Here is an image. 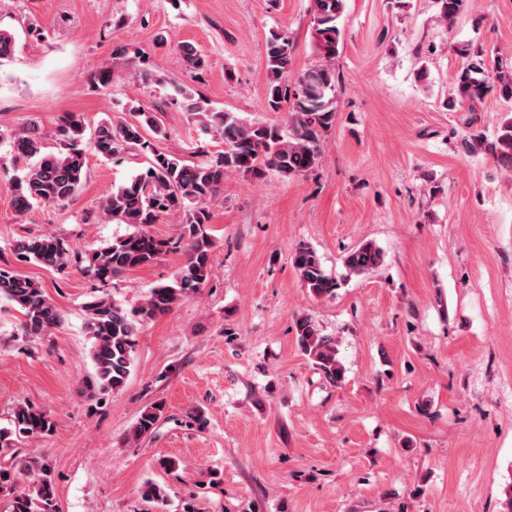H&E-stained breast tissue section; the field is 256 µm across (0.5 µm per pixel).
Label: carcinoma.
I'll return each instance as SVG.
<instances>
[{
  "instance_id": "carcinoma-1",
  "label": "carcinoma",
  "mask_w": 512,
  "mask_h": 512,
  "mask_svg": "<svg viewBox=\"0 0 512 512\" xmlns=\"http://www.w3.org/2000/svg\"><path fill=\"white\" fill-rule=\"evenodd\" d=\"M313 21L317 51L322 61L299 75L296 88L289 89L291 41L287 34L273 32L266 41V106L278 112L291 102L288 132L275 124H260L236 112L216 111L197 95L195 89L182 84L175 92L183 109L206 134L224 143L200 163L182 155L152 152L144 171L115 186L101 203V214L108 221L129 224L135 231L112 240V243L87 257V273L100 281L116 278L125 272L147 266L163 252L165 243L154 239L144 227L154 224L161 215H174L182 225L180 244L186 255L184 265L172 278L150 289L141 303L130 309L115 300L98 297L83 306V328L91 341L92 370L84 376L82 389L91 399L101 400L121 390L130 374L138 326L169 312L184 297L195 294L211 280L214 240L207 233L208 203L214 200L224 176L229 173L262 178L268 172L283 178L297 177L319 162L323 136L334 116V94L339 73L336 56L342 40L339 20L345 0H313ZM439 18L450 25L460 13L464 0H436ZM16 40L12 33L0 31V62L10 59ZM180 52L192 71H202L207 60L193 45L184 43ZM466 59L455 78V97L467 101L469 109L481 102L492 90L512 101V65L497 56L488 59V50L470 44L457 49ZM131 120L107 118L100 122L94 136L84 139L80 116L63 114L54 133L57 150H51L45 137L33 127L23 132L0 128V145H7L11 167H0L10 175L15 212L23 215L36 204H65L79 191L86 174L87 155L102 159L148 147L145 133L165 134L161 114L132 105ZM475 117L466 122L468 134L463 145L469 153H483L506 172L512 174V113L501 118L493 140L473 128ZM18 262L34 261L47 268L61 270L68 265L73 250L67 241L53 233L21 237L10 246ZM382 251L371 242L351 249L344 257L347 275L361 276L380 266ZM293 268L309 293L317 299L336 295L339 281L327 273L316 250L305 243L291 252ZM0 298L20 309L18 325L21 335L46 336L57 328L63 317L38 281L19 275L0 253ZM297 343L319 374L331 385L345 377L337 358L336 340L322 333L309 314L295 321ZM163 413L159 404L142 412L131 438L140 440L153 432ZM47 413L30 404L18 406L11 428L0 429V497L10 503V512H59L51 467L37 456L16 454L10 436L34 440L50 431ZM148 501H166L165 489L148 481L142 487Z\"/></svg>"
}]
</instances>
